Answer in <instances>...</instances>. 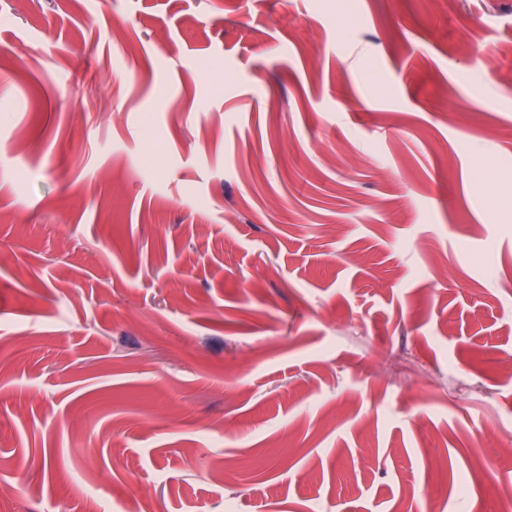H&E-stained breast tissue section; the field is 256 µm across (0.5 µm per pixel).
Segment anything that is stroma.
<instances>
[{
    "mask_svg": "<svg viewBox=\"0 0 512 512\" xmlns=\"http://www.w3.org/2000/svg\"><path fill=\"white\" fill-rule=\"evenodd\" d=\"M484 41L512 0H0V512H494Z\"/></svg>",
    "mask_w": 512,
    "mask_h": 512,
    "instance_id": "1",
    "label": "stroma"
}]
</instances>
